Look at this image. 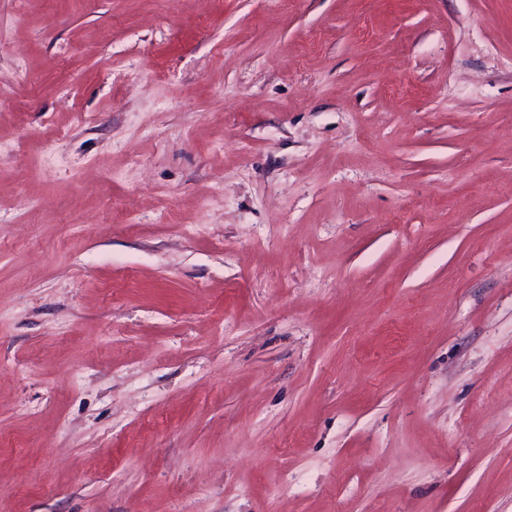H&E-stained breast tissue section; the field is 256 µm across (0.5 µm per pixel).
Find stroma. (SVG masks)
<instances>
[{
	"mask_svg": "<svg viewBox=\"0 0 512 512\" xmlns=\"http://www.w3.org/2000/svg\"><path fill=\"white\" fill-rule=\"evenodd\" d=\"M0 512H512V0H0Z\"/></svg>",
	"mask_w": 512,
	"mask_h": 512,
	"instance_id": "stroma-1",
	"label": "stroma"
}]
</instances>
